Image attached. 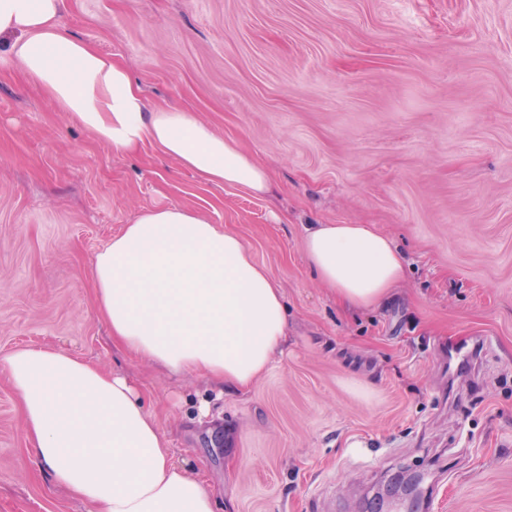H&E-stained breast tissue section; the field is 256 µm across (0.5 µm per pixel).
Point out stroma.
Segmentation results:
<instances>
[{
  "label": "stroma",
  "mask_w": 512,
  "mask_h": 512,
  "mask_svg": "<svg viewBox=\"0 0 512 512\" xmlns=\"http://www.w3.org/2000/svg\"><path fill=\"white\" fill-rule=\"evenodd\" d=\"M72 36L149 107L193 113L272 175L212 184L145 144L98 142L0 56V357L65 348L136 377L218 512H512V0H66ZM240 234L283 290L288 341L247 392L114 347L96 254L146 210ZM311 224H370L405 277L346 310L310 269ZM491 345L475 373L449 346ZM0 512H87L30 457L0 376Z\"/></svg>",
  "instance_id": "1"
}]
</instances>
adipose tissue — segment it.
Here are the masks:
<instances>
[{
  "label": "adipose tissue",
  "instance_id": "ef3b65f1",
  "mask_svg": "<svg viewBox=\"0 0 512 512\" xmlns=\"http://www.w3.org/2000/svg\"><path fill=\"white\" fill-rule=\"evenodd\" d=\"M65 0H0L9 60L51 104L119 150L159 149L207 182L270 190L265 166L192 113L148 109L128 69L62 25ZM306 260L348 309L381 305L405 275L398 247L368 224H312ZM96 310L125 354L245 392L288 339L282 290L241 236L200 213L143 212L97 253ZM23 435L50 483L92 512H216L200 475L174 462L139 384L55 346L0 358Z\"/></svg>",
  "mask_w": 512,
  "mask_h": 512
}]
</instances>
